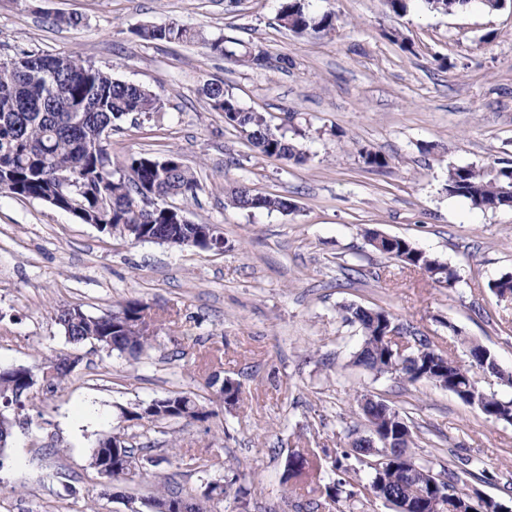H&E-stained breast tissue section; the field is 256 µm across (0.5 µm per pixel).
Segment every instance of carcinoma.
Instances as JSON below:
<instances>
[{
    "mask_svg": "<svg viewBox=\"0 0 512 512\" xmlns=\"http://www.w3.org/2000/svg\"><path fill=\"white\" fill-rule=\"evenodd\" d=\"M473 1L490 11L501 7L500 0H424V3L433 11L452 13ZM279 20L283 27L298 34L327 33L336 25L334 14L314 15L306 10L303 0H283ZM137 34L146 41L167 43H188L198 37L194 30L174 21L142 27ZM235 44L237 40L228 37L215 40L208 47L212 53L233 58L254 71L271 67L270 57L263 49L251 46L238 53L232 49ZM203 93L214 110L234 121L235 130L250 133L247 141L262 154L303 161L300 149L284 134L274 131L262 113L243 108L224 88V82L205 83ZM161 111L163 102L150 90L115 79L110 72L70 55L25 52L1 62L0 194L47 202L65 212L76 210L82 223L105 224L109 233L114 226L136 224L138 228L127 234L132 241L143 236H161L175 246L188 245L197 233L196 225L181 222L161 207L155 209L150 220H143L126 209L138 187L157 180L163 192L186 201L195 199L198 181L179 157L167 156L168 166L161 167L160 157L139 153L128 156L114 168L103 166L109 154L107 137L117 122L132 114L149 117ZM511 188L512 162L508 160L492 167L467 165L448 170V196L463 198L474 209L512 206ZM226 200L228 205L242 210L289 211L288 199L262 194L244 185L234 188ZM365 237L373 250L420 270L442 287L459 282L455 269L426 252L415 250L403 238L390 240L376 230L366 231ZM140 312V303L129 301L101 316L88 315L77 307L61 309L57 320L66 340L73 345L89 341L110 353L133 355L142 353L151 342V337L135 336L124 327L127 321L139 318ZM343 320L361 331L362 345L356 361L374 375L390 374L410 383L421 380L439 383L488 417L505 423L512 419V400L485 392L474 380L475 368L479 366L483 373L512 387V373L501 371L494 354L481 343L463 341L466 360L462 361L450 354H434L428 337L414 335L413 345L407 351L411 358L407 360L400 358L396 347L387 342L386 331L394 320L386 311L348 306L343 308ZM75 367L76 359L59 354L47 365L56 374L47 380L37 375L36 383L53 392ZM215 385L219 386L218 393L224 401L239 400V385L221 384L216 374L209 381V386ZM23 387L21 377L0 373V402L6 397L17 399V406L0 416V428L4 429L7 440L15 428L28 424ZM163 401L164 420L208 417L197 398L188 392H172ZM359 406L367 425L375 427L391 448L383 447L381 442L375 448H367L366 439H354L350 450L334 458L336 478L317 485L314 491L332 500L343 494L364 503L382 499L394 505L397 512H483L485 500L472 495L469 486V480L478 475L470 469L459 472L445 469L438 473L436 483L426 490L425 496L408 499V487L420 478L419 471L427 470L423 465L417 466L408 453L414 443L411 426L403 424L404 417L398 410L373 396H362ZM101 442L105 447L92 452L91 466L99 469L105 455L112 466L107 471L110 481H133L142 460L127 445L125 435L114 433ZM361 465L371 469L370 477L354 491L353 480ZM321 469L318 454L300 452L293 474L311 482L320 477ZM205 489L206 494L200 499L159 490L151 501L158 508L179 504L182 506L179 512H209L208 503L224 495V484L210 481Z\"/></svg>",
    "mask_w": 512,
    "mask_h": 512,
    "instance_id": "obj_1",
    "label": "carcinoma"
}]
</instances>
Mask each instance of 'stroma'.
<instances>
[{
	"label": "stroma",
	"instance_id": "stroma-1",
	"mask_svg": "<svg viewBox=\"0 0 512 512\" xmlns=\"http://www.w3.org/2000/svg\"><path fill=\"white\" fill-rule=\"evenodd\" d=\"M282 0H0V59L24 51L71 55L160 96L163 112L126 119L108 139L113 160L144 152L178 155L200 190L188 219L214 225L220 251L133 243L38 200L0 194V369L40 371L59 353L80 361L65 383L31 400L29 426L0 456V512H142L163 486L197 496L211 480L224 497L211 512H307L310 487L293 490L291 452L346 448L368 435L357 395L408 416L415 461L441 471L471 461L485 469L483 494L512 488V424L486 418L427 381L402 383L354 363L361 334L348 305L386 310L395 323L463 357L465 339L512 371V300L493 281L512 274V207L478 210L448 196L449 168L512 160V0L487 12L451 14L414 0L403 15L385 0H310L336 28L300 36L280 25ZM59 15L80 17L75 27ZM176 21L200 43L139 38L144 24ZM232 37L277 60L256 72L213 55ZM306 157H267L227 125L202 93L211 80ZM384 155L369 170L359 148ZM245 183L285 196L282 214L239 210L227 193ZM407 239L460 276L439 287L423 272L375 252L365 232ZM136 300L152 347L140 357L67 342L59 309L100 316ZM235 380L226 408L212 374ZM197 394L201 421H121L172 391ZM124 425L152 457L141 477L107 489L90 465L103 435Z\"/></svg>",
	"mask_w": 512,
	"mask_h": 512
}]
</instances>
